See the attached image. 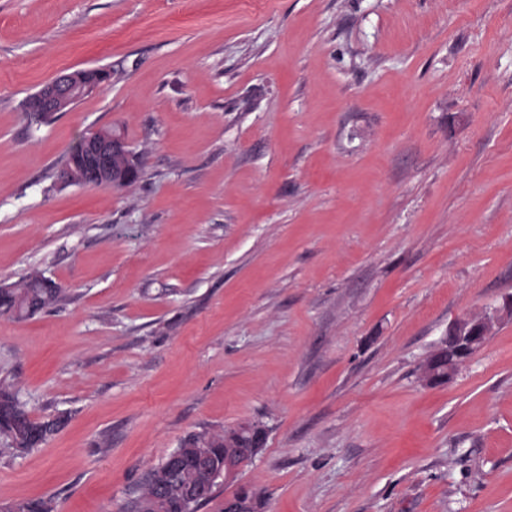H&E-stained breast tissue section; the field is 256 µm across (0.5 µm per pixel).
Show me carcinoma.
<instances>
[{"label": "carcinoma", "instance_id": "carcinoma-1", "mask_svg": "<svg viewBox=\"0 0 512 512\" xmlns=\"http://www.w3.org/2000/svg\"><path fill=\"white\" fill-rule=\"evenodd\" d=\"M62 289L47 285V278L34 272L0 293V315L25 318L60 301ZM59 427L52 420L35 421L25 410L12 384L0 378V451L22 453L45 442ZM192 447L179 449L171 464L149 472L143 480L138 512H194L214 498V487L204 497L197 495L201 462L218 473L224 467V435L200 434L189 439Z\"/></svg>", "mask_w": 512, "mask_h": 512}]
</instances>
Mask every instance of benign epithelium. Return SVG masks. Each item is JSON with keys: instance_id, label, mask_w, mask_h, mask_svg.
<instances>
[{"instance_id": "1", "label": "benign epithelium", "mask_w": 512, "mask_h": 512, "mask_svg": "<svg viewBox=\"0 0 512 512\" xmlns=\"http://www.w3.org/2000/svg\"><path fill=\"white\" fill-rule=\"evenodd\" d=\"M108 82L106 74L92 69L61 74L42 86L34 97L29 111L63 112L81 95L101 89ZM131 156L128 143L115 133L95 131L87 135L85 152L79 164L64 167L60 180L82 185H102L126 182L132 173L117 169L114 162ZM498 320L495 313L480 317L464 318L448 327L446 336L432 356L421 367L420 379L429 386L451 381L459 364L471 359L481 350ZM224 469L220 473L206 472L201 484L221 483L232 480L240 470L253 461L252 449L238 440L225 443ZM263 508L262 500L254 492L242 486L237 494L224 499V512H253Z\"/></svg>"}]
</instances>
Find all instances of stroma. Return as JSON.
Returning <instances> with one entry per match:
<instances>
[{
    "instance_id": "stroma-1",
    "label": "stroma",
    "mask_w": 512,
    "mask_h": 512,
    "mask_svg": "<svg viewBox=\"0 0 512 512\" xmlns=\"http://www.w3.org/2000/svg\"><path fill=\"white\" fill-rule=\"evenodd\" d=\"M111 80L41 120L62 72ZM120 130L123 189L65 185ZM0 377L60 430L0 455V507L134 512L191 435L257 422L266 512H512V0H0ZM47 281L55 283L39 272H33L28 278L14 287L1 283L0 288H9L7 292L0 293V315L25 318L49 308L60 301L61 288L47 285ZM20 300L26 305H17ZM497 320V313H492L454 321L448 327V336L421 367V381L429 386L449 383L454 378L458 365L471 359L485 346ZM448 348L453 353V358L448 359L444 373L440 374L437 364L441 361L442 354L448 352Z\"/></svg>"
}]
</instances>
